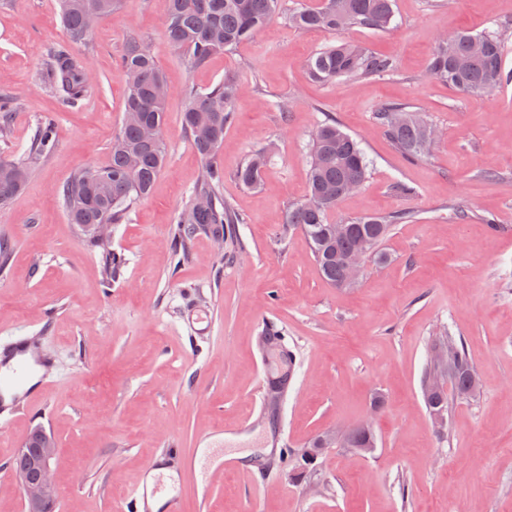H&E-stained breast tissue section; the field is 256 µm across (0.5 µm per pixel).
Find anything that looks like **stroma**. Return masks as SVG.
Wrapping results in <instances>:
<instances>
[{
  "mask_svg": "<svg viewBox=\"0 0 512 512\" xmlns=\"http://www.w3.org/2000/svg\"><path fill=\"white\" fill-rule=\"evenodd\" d=\"M167 9V0H123L74 45L98 83L71 108L45 79L50 47L67 41L57 0H0V98L11 103L0 159H27L38 124L53 122L52 149L0 208V237L13 244L0 275V339L39 337L55 361L38 397L0 416V512H25L10 461L36 426L58 446L57 512H119L150 457L205 438L247 462L215 471L207 497L186 485L183 512H512V84L473 98L426 76L440 34L512 31V0H395L391 32L300 31L280 14L196 70L167 46ZM133 37L166 78L169 155L151 194L112 227L111 246L127 266L106 288L98 252L70 224L58 189L75 170L109 159L127 91L120 58ZM339 42L392 56L395 73L313 80L309 58ZM228 73L245 92L224 128V196L244 222L220 246L197 237L179 264L170 222L202 169L182 125L183 90ZM387 104L419 110L441 129L428 157L411 159L391 142L376 118ZM331 117L370 163L333 220L414 215L384 242L387 262L369 264L353 288L327 284L302 231L285 228L289 207L307 193L311 133ZM271 141L278 152L260 186L243 187L237 168ZM397 182L412 194H396ZM457 201L468 215L453 211ZM193 285L213 321L196 338L183 326ZM267 322L286 337L297 375L277 416L290 454L263 468L256 460L270 448L256 399ZM443 336L462 339L479 391L451 398L438 427L421 381ZM366 418L377 437L372 452L340 439L312 470L299 466L315 438Z\"/></svg>",
  "mask_w": 512,
  "mask_h": 512,
  "instance_id": "stroma-1",
  "label": "stroma"
}]
</instances>
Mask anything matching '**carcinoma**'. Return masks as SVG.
<instances>
[{"mask_svg": "<svg viewBox=\"0 0 512 512\" xmlns=\"http://www.w3.org/2000/svg\"><path fill=\"white\" fill-rule=\"evenodd\" d=\"M394 0H304L288 14L289 25L301 30L341 31L360 27L374 31L390 29L394 19ZM61 18L73 43L84 41L90 33L86 18L95 12L101 18L114 14L120 0H60ZM280 9V0H168L164 21L171 52L189 69L207 64L216 53H224L251 38ZM507 31L474 34L452 30L439 37L428 64L434 80L469 96H482L512 82L506 69L504 47ZM123 71L133 72L127 79L121 125L112 139L110 161L99 168L75 171L62 185L60 198L71 223L92 246L99 249L104 286L119 281L126 266L125 257L100 245L92 232L94 224H119L132 206L151 191L167 157L163 137L151 143L143 129L152 124L163 130L166 121V95L156 94L165 83L150 49L138 39L129 40L120 59ZM311 76L320 82L340 77L373 79L394 72V59L347 44L327 46L308 63ZM48 84L64 101L77 105L86 99L96 83L86 60L66 44L50 48L46 62ZM243 87L239 78L227 74L206 91L188 85L184 89L182 124L191 144L204 161L200 179L193 187L184 209L175 217L172 235L179 259L189 256L193 239L206 234L224 237V226L242 224L244 218L224 199V164L220 145L224 126L234 118V103ZM395 146L412 159L428 155L436 128L420 115L402 106L388 105L377 113ZM52 147L51 122L39 124L29 155L39 156ZM272 148L257 150L236 172L245 187H255L269 162ZM369 164L359 144L330 118L312 133L308 171V191L304 201L293 205L285 224L300 229L309 241L313 260L324 281L335 287L347 283L345 261L351 254L365 253L382 264L388 256L381 249L392 226L413 220L406 211L386 216H361L346 222L340 232L330 220L336 203L345 197L352 184L361 185ZM26 169L22 163L0 160V206L7 204L23 187L11 172ZM448 370L457 396L469 397L477 389L471 361L463 346L452 343ZM428 411H448L447 390H423ZM347 445L357 451L376 447L373 430H358Z\"/></svg>", "mask_w": 512, "mask_h": 512, "instance_id": "carcinoma-1", "label": "carcinoma"}]
</instances>
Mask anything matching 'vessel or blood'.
Returning <instances> with one entry per match:
<instances>
[{"mask_svg":"<svg viewBox=\"0 0 512 512\" xmlns=\"http://www.w3.org/2000/svg\"><path fill=\"white\" fill-rule=\"evenodd\" d=\"M47 367L45 358L33 356L25 337L0 343V413H15L37 391V370ZM238 462L221 448L208 453L182 448L163 449L148 460L141 476L122 503L121 512H181L180 488L194 479L200 493H207L209 469L236 468Z\"/></svg>","mask_w":512,"mask_h":512,"instance_id":"obj_1","label":"vessel or blood"}]
</instances>
